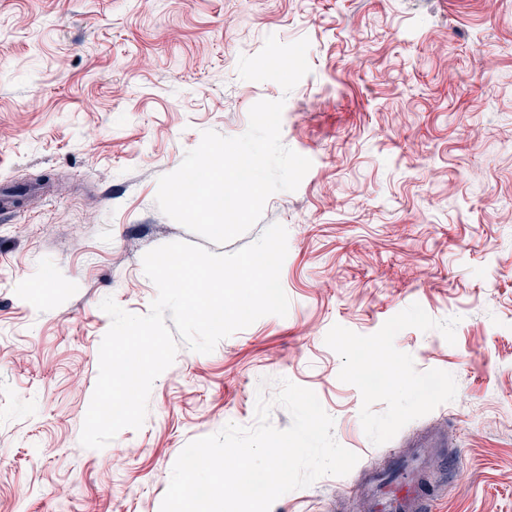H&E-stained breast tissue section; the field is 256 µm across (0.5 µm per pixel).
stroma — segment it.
<instances>
[{"label": "stroma", "instance_id": "35a3bbf8", "mask_svg": "<svg viewBox=\"0 0 512 512\" xmlns=\"http://www.w3.org/2000/svg\"><path fill=\"white\" fill-rule=\"evenodd\" d=\"M279 99L312 165L210 250L284 225L287 315L179 343L143 426L82 447L100 302L147 314L144 254L204 242L159 210V177ZM44 174L0 216V512H160L185 445L253 426L282 378L359 461L271 512H355L437 431L426 512H512V0H0V184Z\"/></svg>", "mask_w": 512, "mask_h": 512}]
</instances>
